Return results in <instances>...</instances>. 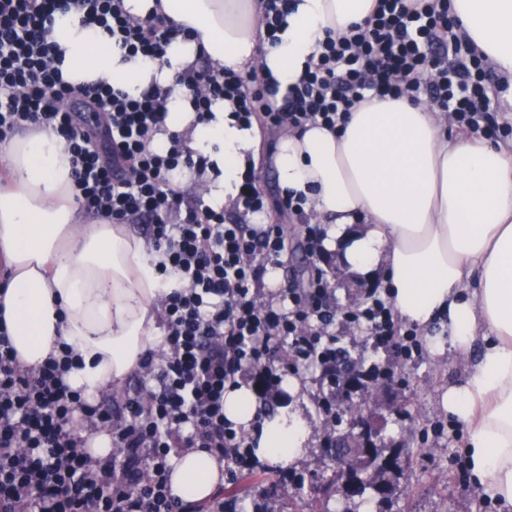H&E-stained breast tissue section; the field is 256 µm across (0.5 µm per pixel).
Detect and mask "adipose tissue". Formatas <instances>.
<instances>
[{"label":"adipose tissue","instance_id":"obj_1","mask_svg":"<svg viewBox=\"0 0 512 512\" xmlns=\"http://www.w3.org/2000/svg\"><path fill=\"white\" fill-rule=\"evenodd\" d=\"M376 3L291 0L286 26L264 46L259 0H123L132 16L156 12L181 26L162 58L129 56L74 7L53 13L48 40L65 81L102 82L134 98L153 85L170 87L202 57L219 69L260 67L285 85L297 82L327 35L348 33ZM449 8L469 42L512 80V0H450ZM212 112L197 122L187 93L173 91L152 146L164 149L176 136L213 162L204 174L180 169L173 176L200 185L220 208L236 195L258 139L226 103ZM70 157L49 128L0 141V257L8 268L0 315L22 368H38L60 344L70 345L81 363L67 381L89 397L121 384L147 350L162 346L158 306L184 283L161 272L165 254L127 225L86 219ZM272 163L280 189L305 196L325 224V248L343 247L352 272L383 270L396 314L425 334L433 353L477 354L440 403L466 428L472 476L512 503V142L452 135L426 105L375 97L346 124L312 122L285 133ZM257 408L253 386L225 390L224 416L249 433L255 456L276 467L299 464L311 442L301 412L260 420ZM223 480V462L192 449L173 462L171 493L203 501Z\"/></svg>","mask_w":512,"mask_h":512}]
</instances>
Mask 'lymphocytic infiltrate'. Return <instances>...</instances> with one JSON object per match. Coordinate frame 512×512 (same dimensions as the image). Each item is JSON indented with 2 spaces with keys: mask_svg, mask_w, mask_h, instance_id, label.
Wrapping results in <instances>:
<instances>
[{
  "mask_svg": "<svg viewBox=\"0 0 512 512\" xmlns=\"http://www.w3.org/2000/svg\"><path fill=\"white\" fill-rule=\"evenodd\" d=\"M75 4L129 55L162 57L178 30L165 17L132 21L118 0H0V139L49 127L72 155L75 187L87 217L129 224L147 219L151 243L165 253L185 286L163 306V354L147 352L134 373L137 389L120 392L125 415L87 400L66 374L78 360L61 345L37 369L22 368L0 330V512H227L223 497L208 503L172 496V461L205 449L227 467L230 482L259 470L250 443L224 417V391L258 370L262 391L277 395L278 355L323 370L339 349L335 320L365 327L376 345L406 360L421 357L415 327L402 324L381 289L358 307L337 311L323 279L310 288L283 287L272 299L258 286L283 263L288 228L253 223L267 201L247 171L228 208L185 201L173 178L181 167L205 171L180 139L152 148L165 123L168 90L133 99L104 85L64 82L48 42L55 10ZM450 18L448 0H378L365 25L326 37L305 74L283 87L257 70L192 65L175 84L193 95L198 121L216 101L249 127L300 129L346 122L366 97L428 101L456 122L490 138L512 137L492 97L512 86L494 76ZM107 431L113 449L88 450Z\"/></svg>",
  "mask_w": 512,
  "mask_h": 512,
  "instance_id": "lymphocytic-infiltrate-1",
  "label": "lymphocytic infiltrate"
}]
</instances>
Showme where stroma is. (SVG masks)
I'll list each match as a JSON object with an SVG mask.
<instances>
[{"label":"stroma","instance_id":"obj_1","mask_svg":"<svg viewBox=\"0 0 512 512\" xmlns=\"http://www.w3.org/2000/svg\"><path fill=\"white\" fill-rule=\"evenodd\" d=\"M328 281L337 306L349 309L365 302L369 289L380 285L381 275L376 272L362 277L349 273L342 279L329 276ZM331 332L338 346L347 349L354 361L367 368L379 367L397 378L389 390L373 388L370 404L374 416L385 425L386 442L403 445L410 455L390 512H512V505L501 502L488 507L489 493L472 480L470 473L461 472L456 463L464 452L465 437L452 434L451 421L439 398L448 385L464 377L466 363L449 351L441 355L427 351L419 360L406 361L394 350L376 349L365 331L341 322L335 323ZM297 377L301 393H284L283 402L304 408L313 430L314 443L307 458L293 468L303 478L304 487L299 495L285 498L276 468L243 476L236 484L243 512H251L256 502L270 506L272 512H318L315 492L333 477L335 465L324 451L331 423L314 402L318 374L302 368Z\"/></svg>","mask_w":512,"mask_h":512}]
</instances>
